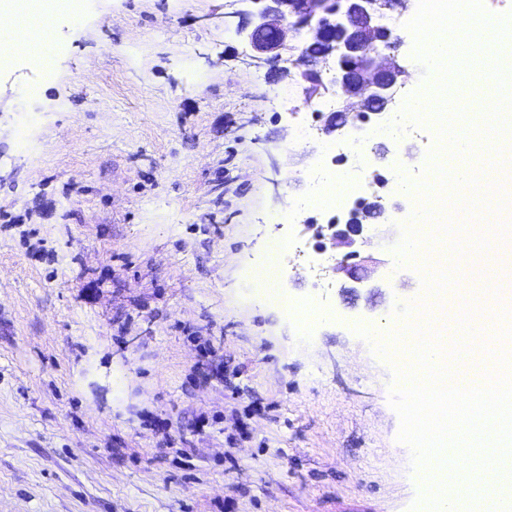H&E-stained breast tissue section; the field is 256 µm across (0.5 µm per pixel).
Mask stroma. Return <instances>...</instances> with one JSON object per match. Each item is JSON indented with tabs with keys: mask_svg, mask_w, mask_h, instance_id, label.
<instances>
[{
	"mask_svg": "<svg viewBox=\"0 0 512 512\" xmlns=\"http://www.w3.org/2000/svg\"><path fill=\"white\" fill-rule=\"evenodd\" d=\"M239 0H82L0 71V512H408L421 494L394 365L355 324L422 292L384 235L399 154L370 136L373 195L355 276L328 293L285 261L299 304L336 315L304 335L254 300L261 236L304 242L303 96L284 61L252 60ZM512 315V238L491 235Z\"/></svg>",
	"mask_w": 512,
	"mask_h": 512,
	"instance_id": "1",
	"label": "stroma"
}]
</instances>
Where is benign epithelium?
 <instances>
[{
	"mask_svg": "<svg viewBox=\"0 0 512 512\" xmlns=\"http://www.w3.org/2000/svg\"><path fill=\"white\" fill-rule=\"evenodd\" d=\"M247 7L253 19L247 38L254 58L268 55L281 58L288 49V33L305 29L313 32V40L321 45L320 56H334L339 66L336 84L344 92L341 109L329 115L322 131L332 133L338 121L351 113L352 99L362 106L353 118L366 122L370 114L393 103L397 88L403 85L405 68L398 59L402 40L397 38L389 52L376 44L381 27L376 20L396 0H238Z\"/></svg>",
	"mask_w": 512,
	"mask_h": 512,
	"instance_id": "benign-epithelium-1",
	"label": "benign epithelium"
}]
</instances>
